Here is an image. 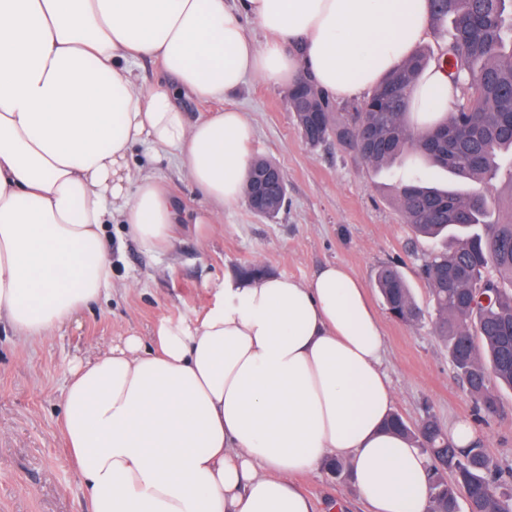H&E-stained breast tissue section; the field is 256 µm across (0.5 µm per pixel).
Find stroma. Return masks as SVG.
Masks as SVG:
<instances>
[{"label": "stroma", "mask_w": 512, "mask_h": 512, "mask_svg": "<svg viewBox=\"0 0 512 512\" xmlns=\"http://www.w3.org/2000/svg\"><path fill=\"white\" fill-rule=\"evenodd\" d=\"M226 103L241 109L254 127L251 155L280 166L286 208L269 220L238 203L225 209L208 239H199L191 225H179L172 248L162 253L143 250L124 225H107L115 273L109 296L41 343L21 341L0 325V512H89L86 488L60 432L62 392L72 366L127 332L150 338L160 323L202 318L225 279L252 263L299 281L329 263L346 266L363 281L379 315L395 412L411 424L434 415L446 430L473 419L474 405L431 323L409 327L395 321L374 287L377 270L397 264L418 305L429 306L418 266L435 244L415 237L395 204L397 185L420 171V162L406 155L375 171L336 141L307 145L283 89L258 78H247ZM132 164L154 167L183 208L197 213L200 194L175 165L152 162L138 149ZM501 399L503 412L478 430L491 456L507 470L512 469V390L502 391ZM301 483L314 512H326L337 499L345 512H365L350 475L335 477L320 468Z\"/></svg>", "instance_id": "35a3bbf8"}]
</instances>
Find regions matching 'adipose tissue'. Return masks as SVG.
Segmentation results:
<instances>
[{
  "label": "adipose tissue",
  "mask_w": 512,
  "mask_h": 512,
  "mask_svg": "<svg viewBox=\"0 0 512 512\" xmlns=\"http://www.w3.org/2000/svg\"><path fill=\"white\" fill-rule=\"evenodd\" d=\"M429 25V0H0V319L38 343L108 296L106 225L169 246L180 213L162 177L133 168L135 147L200 191L208 235L243 196L254 137L227 95L305 76L360 95ZM147 58L166 83L139 85ZM183 94L219 108L190 118ZM409 102L418 128L449 111L446 69H427ZM385 355L344 265L306 282L228 278L202 319L71 369L60 426L90 512H312L298 479L336 459L368 512H427L426 459L386 427Z\"/></svg>",
  "instance_id": "1"
}]
</instances>
